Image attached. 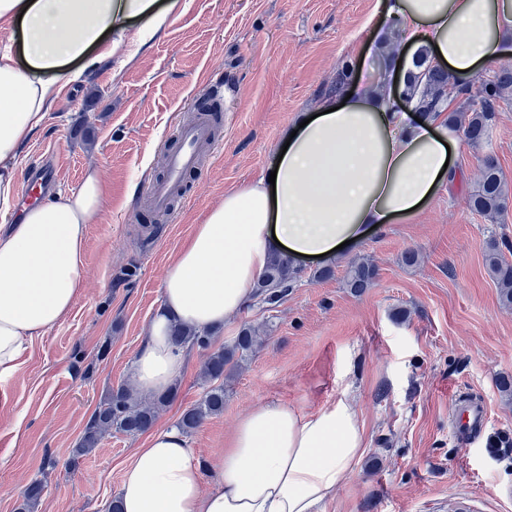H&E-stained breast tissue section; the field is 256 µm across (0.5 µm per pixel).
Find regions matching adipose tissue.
<instances>
[{"instance_id":"1","label":"adipose tissue","mask_w":512,"mask_h":512,"mask_svg":"<svg viewBox=\"0 0 512 512\" xmlns=\"http://www.w3.org/2000/svg\"><path fill=\"white\" fill-rule=\"evenodd\" d=\"M383 9L407 49L397 69L355 82L350 98L323 102L322 114L271 161L276 178L226 192L172 259L131 368L140 394L166 393L183 371L172 324L202 334L224 326L273 255L333 259L342 242L417 216L450 183L459 132L398 108L392 85L405 81L422 46L460 87L482 67L511 60L512 0H385ZM134 18L155 31L168 14L156 0H0V24L20 33L19 49L0 50V219L16 207L14 160L43 128L62 68L75 61L79 75H90L100 61L93 47ZM105 204L93 169L77 191L32 206L0 235V379L18 371L30 343L84 288L86 227ZM365 442V424L344 393L315 408L256 406L205 463L194 461L177 427H165L134 451L120 512H322Z\"/></svg>"}]
</instances>
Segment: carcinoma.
<instances>
[{
  "instance_id": "cac0c4a2",
  "label": "carcinoma",
  "mask_w": 512,
  "mask_h": 512,
  "mask_svg": "<svg viewBox=\"0 0 512 512\" xmlns=\"http://www.w3.org/2000/svg\"><path fill=\"white\" fill-rule=\"evenodd\" d=\"M413 67L414 70L407 76L403 95L427 116L445 111L452 86L448 73L430 64L424 48L414 54ZM511 88L512 67L507 66L482 81L475 93L468 87L455 89V97L459 98L458 111L448 113V121L463 127L465 138L472 146H483L489 136L498 102L504 91ZM468 204L471 211L491 221L503 220L512 207V191L506 186L494 157L486 155L481 159L478 188L470 194ZM507 251L512 252V246L507 242L501 246L491 244L485 264L497 283L500 301L505 306H512V261L506 258ZM376 275V268L371 263L353 262L344 279V287L353 294H361L371 286ZM301 277L302 269L299 266L286 257H276L259 278L256 297L274 307L288 295ZM171 337L175 343L189 349L208 351L203 364V394L197 403L183 411L177 422L183 433L190 434L208 417L224 411V376L253 353L259 345V337L255 336L254 329L249 325L240 330L231 345L218 348L212 347L211 335L200 336L180 326L172 329ZM176 396L177 390L172 389L153 403H141L135 400L128 387L118 386L92 415L75 452L85 454L92 451L101 438L114 430L129 435L147 431L152 427L158 409L175 400ZM42 492L41 482H32L24 495L22 512H28L36 505Z\"/></svg>"
}]
</instances>
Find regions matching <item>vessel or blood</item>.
<instances>
[{
	"label": "vessel or blood",
	"mask_w": 512,
	"mask_h": 512,
	"mask_svg": "<svg viewBox=\"0 0 512 512\" xmlns=\"http://www.w3.org/2000/svg\"><path fill=\"white\" fill-rule=\"evenodd\" d=\"M212 142V128L207 119L176 127L172 147L165 155L166 176L150 181L145 192L148 205L158 211L169 210L185 175L196 169L201 150ZM487 425L488 410L483 403L474 399L460 403L453 423L455 434L475 438L481 436Z\"/></svg>",
	"instance_id": "obj_1"
}]
</instances>
